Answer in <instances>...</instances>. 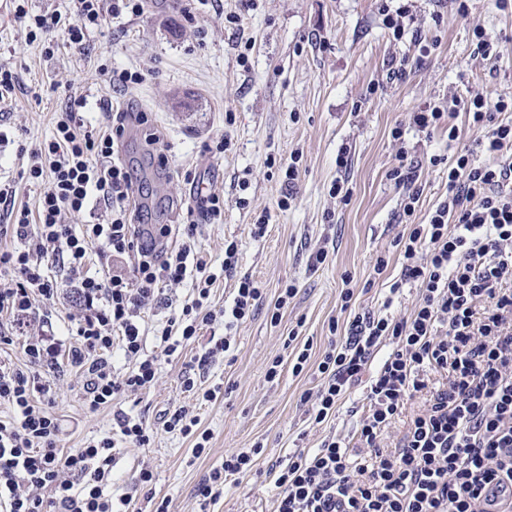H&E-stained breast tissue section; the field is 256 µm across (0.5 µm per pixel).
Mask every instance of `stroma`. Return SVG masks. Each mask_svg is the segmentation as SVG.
<instances>
[{"label":"stroma","mask_w":512,"mask_h":512,"mask_svg":"<svg viewBox=\"0 0 512 512\" xmlns=\"http://www.w3.org/2000/svg\"><path fill=\"white\" fill-rule=\"evenodd\" d=\"M14 0H0V67L17 76L15 87L0 97V186H9L16 204L36 208L40 189L23 176L26 150L48 142L55 112L67 97H85L88 122L102 119V107L134 106L146 113L148 128H129L120 156L142 189L143 221L177 224L194 205L187 174H195L224 197L221 223L201 228L197 244L215 263L224 259L225 240L240 244L239 274L252 275L265 289L264 307L236 333L232 364H216L208 378L222 381L216 401L198 411L209 430L207 453L194 456L193 442L160 429L164 410L186 402L181 375L190 357L223 325L203 329L180 355L161 365L155 384L126 395L113 406L93 412L85 407L81 384L61 378L49 412L65 431L64 444L80 447L112 431V413L144 414L155 431L148 446L125 453L115 469L116 485L131 480L141 466L154 474L156 498H168L170 512H200L194 488L225 457L262 443L263 454L251 475L228 487L209 512H273L270 465L298 448L318 447L335 432L355 442L361 387H354L335 419L312 426L301 401L316 391L317 366L330 337L329 323H346L341 309L343 277H351L357 306L379 309L392 297L388 314L407 316L421 293L412 284L397 295L389 288L399 280L401 262L395 246L403 227L398 222L401 190L386 174L400 150L417 161L422 194L415 221L423 224L448 194V164L477 138L464 112L450 120L460 137L449 141L445 129L418 132L411 115L425 105L447 108L451 98L479 95L493 102L512 93V12L493 0H471L460 15L454 0H208L186 22L181 10L165 0H148L141 16L107 18L90 30L82 45L47 56L42 40L29 36L26 19L17 17ZM403 8L405 32L394 39L385 8ZM501 48L499 55H477L474 29ZM408 59L405 76L389 79L388 64ZM112 74L140 72L130 87L103 82L99 68ZM402 128L394 139V128ZM159 135L169 163L159 167L148 151L145 131ZM230 142L224 154L208 147L217 136ZM346 152L349 165L338 168ZM444 162L431 166V155ZM295 164L298 177L287 189L284 174ZM347 180L348 204L337 203L329 190ZM294 198L288 209L279 200ZM267 217L264 236L250 232ZM335 250L327 262L311 267L309 256L323 239ZM388 267L375 272L377 257ZM296 284L298 293L279 323L271 306L281 288ZM299 328V342H310V359L300 374L288 364L285 338ZM283 358L279 378L267 381L265 370Z\"/></svg>","instance_id":"stroma-1"}]
</instances>
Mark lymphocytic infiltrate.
Masks as SVG:
<instances>
[{
  "instance_id": "f902f5d3",
  "label": "lymphocytic infiltrate",
  "mask_w": 512,
  "mask_h": 512,
  "mask_svg": "<svg viewBox=\"0 0 512 512\" xmlns=\"http://www.w3.org/2000/svg\"><path fill=\"white\" fill-rule=\"evenodd\" d=\"M83 20L62 27L60 17H30L32 34L64 28L68 44L81 43L105 15L134 16L144 0H77ZM470 127L480 131L474 149L448 166V194L427 223H413L421 195L416 167L400 151L388 172L402 189L404 230L396 246L402 258L399 281L419 287L413 312L395 319L352 308V289L341 292L348 310L345 333L330 339L318 364L320 383L302 396L308 415L320 425L335 417L353 387L363 386L355 446L330 434L318 448L299 449L271 464L277 490L273 512H512V95L495 103L481 96L459 101ZM146 123L145 113L109 112L101 127L88 125L74 105L58 113L53 137L32 150L28 178L40 186L36 211L15 207L12 192L0 188V274L13 286L0 288V317L7 332L0 345H19L23 365L0 358V512H129L138 500L152 512H169L156 499L153 472L142 467L127 491L114 494V469L124 451L149 444L151 429L138 412L117 411L112 433L77 448H64L58 422L48 408L64 370L82 379L90 411L117 397L149 390L161 357L173 356L203 327L223 321L225 334L191 357L182 377L195 402L216 400L220 386L204 376L218 360L233 362L234 329L251 319L265 300L251 275H238L239 243H224L220 272L196 245L198 217L216 221L224 199L207 192L188 207L179 224L142 229V206L133 177L116 155L128 121ZM487 163L473 161L475 152ZM112 215L104 224L75 226L93 204ZM57 260L69 274L79 303L69 338L34 332L37 303L56 300L61 290L51 273ZM236 278L231 303L214 306L211 290L219 275ZM191 283L179 315L147 336L145 316L161 304L169 285ZM121 350L126 370H115ZM443 374L437 382L435 374ZM423 405L395 445L388 430L408 400ZM192 405L166 411V431L193 438L194 455L206 452L211 435L199 427ZM262 445L225 458L198 482L200 507L217 503L226 485L239 484L255 466Z\"/></svg>"
}]
</instances>
